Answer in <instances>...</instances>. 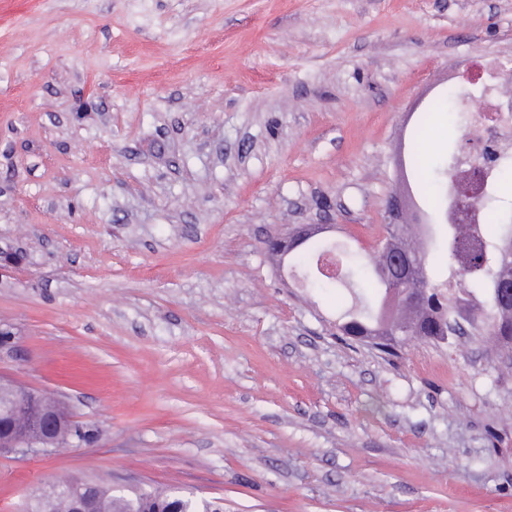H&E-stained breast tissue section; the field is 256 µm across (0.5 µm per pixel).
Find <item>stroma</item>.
I'll return each mask as SVG.
<instances>
[{
  "mask_svg": "<svg viewBox=\"0 0 512 512\" xmlns=\"http://www.w3.org/2000/svg\"><path fill=\"white\" fill-rule=\"evenodd\" d=\"M512 69V0H0V375L91 443L0 457V512L61 473L224 512H512V351L470 321L389 355L273 237L373 251L434 105ZM427 133L418 157L410 147Z\"/></svg>",
  "mask_w": 512,
  "mask_h": 512,
  "instance_id": "35a3bbf8",
  "label": "stroma"
}]
</instances>
